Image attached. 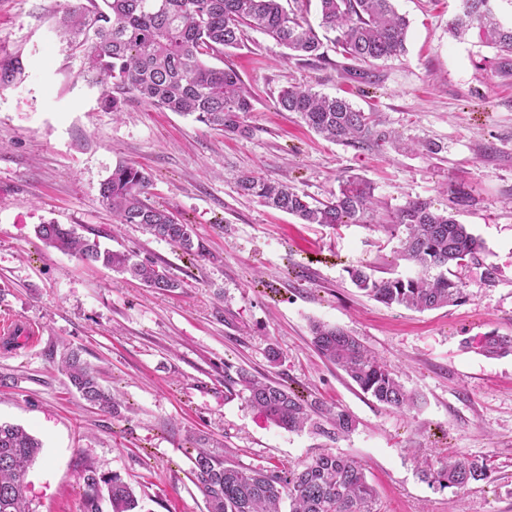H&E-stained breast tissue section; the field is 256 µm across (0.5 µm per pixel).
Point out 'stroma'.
I'll use <instances>...</instances> for the list:
<instances>
[{"instance_id": "obj_1", "label": "stroma", "mask_w": 512, "mask_h": 512, "mask_svg": "<svg viewBox=\"0 0 512 512\" xmlns=\"http://www.w3.org/2000/svg\"><path fill=\"white\" fill-rule=\"evenodd\" d=\"M68 0H0V316L36 325L35 343L0 347V421L42 444L27 474L33 512H81L83 466L116 473L142 512H206L190 480L196 438L230 463L288 469L326 451L352 457L375 487L377 512H512V355L484 356L486 333L512 335V76L477 31L453 36L459 0H394L409 20L404 56L361 81L341 69L317 0L305 16L324 59H283L267 35L212 59L233 65L254 96L251 138L129 99L103 111L81 78L82 58L55 30ZM305 85L342 96L412 150L329 142L279 110L280 92ZM439 145L438 154L423 145ZM121 163L144 168L151 202L194 225L201 257L182 254L135 224L115 227L100 187ZM253 173L290 181L323 200L354 176L374 188L381 214L407 201L452 212L484 245L483 263L458 269L456 306L424 312L362 294L350 268L414 275L396 241L362 224H302L239 195ZM467 199L456 203L453 189ZM60 224L103 247L166 264L184 283L151 291L103 266L45 245L35 230ZM355 336L419 399L399 412L365 395L311 344V325ZM276 347L279 363L267 359ZM78 347L121 400L118 415L91 407L61 370ZM244 368L345 409L355 430L339 442L266 421L224 376ZM484 461L487 480L429 487L418 464L448 456Z\"/></svg>"}]
</instances>
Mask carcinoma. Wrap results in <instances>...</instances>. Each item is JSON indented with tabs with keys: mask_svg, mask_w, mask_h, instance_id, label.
<instances>
[{
	"mask_svg": "<svg viewBox=\"0 0 512 512\" xmlns=\"http://www.w3.org/2000/svg\"><path fill=\"white\" fill-rule=\"evenodd\" d=\"M322 25L336 33L335 43L348 64L349 76L362 78L365 67L405 53L409 26L393 0H318ZM486 0H460L449 25L461 36L478 31L481 42L501 53L500 67L512 75V25L501 23L485 7ZM66 43L82 54L81 77L99 88V103L109 112L123 111L137 98L161 110L192 115L227 135L247 139L252 130L246 116L253 96L231 65L217 68L207 58L239 46L244 29L271 37L288 56L320 60L322 43L306 17L288 12L281 0H75L60 20ZM277 105L298 115L324 139L353 148L384 150L392 139L371 114L342 97L323 95L310 87L292 86ZM151 177L130 164H119L100 188L105 205L120 224H138L156 239L192 256L202 255L195 242L194 225L177 221L165 208L148 202ZM239 194L297 217L304 224L336 228L365 224L383 230L398 241L399 257L417 268L413 276L378 277L377 269L360 266L349 271L352 283L365 295L387 305L419 312L456 306L464 293L455 269L481 265L483 246L466 225L440 212L425 199H413L390 216L378 214L373 187L356 178L342 180L327 201H310L286 181L252 174L236 178ZM36 234L48 246L71 252L87 263H100L158 291L183 288L167 266L139 260L130 252L101 247L97 239L82 238L60 224H41ZM312 344L336 365L363 393L400 412L415 405L414 397L394 372L357 337L336 325L318 323ZM480 352L487 357L512 354V336L491 332ZM64 367L72 387L89 404L116 414L118 402L93 371L70 350ZM245 394L249 407L271 424L290 432L309 430L331 440L349 435L355 421L346 411L326 406L295 393L281 383L259 378L244 369L228 377L227 389ZM42 444L18 425L0 422V512H31L26 496L27 471ZM422 481L439 489H463L489 478L487 465L478 459L449 458L418 466ZM192 481L202 493L208 512H375L376 491L364 468L333 452L320 453L293 470L246 468L224 461V454L207 448L192 457ZM84 512H138L132 487L119 475L100 474L87 467L84 475Z\"/></svg>",
	"mask_w": 512,
	"mask_h": 512,
	"instance_id": "1",
	"label": "carcinoma"
}]
</instances>
